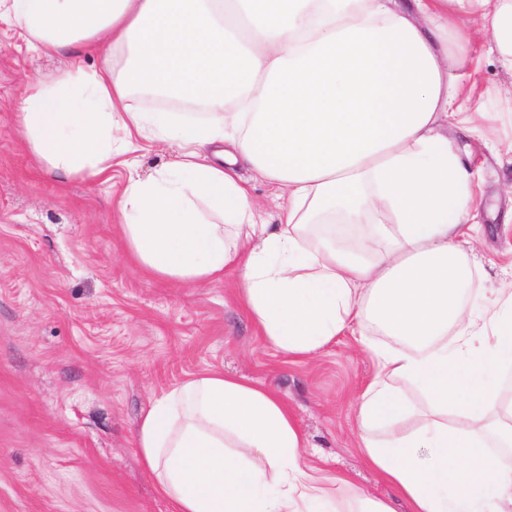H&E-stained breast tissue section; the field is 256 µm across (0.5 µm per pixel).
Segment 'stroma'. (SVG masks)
<instances>
[{
    "label": "stroma",
    "mask_w": 512,
    "mask_h": 512,
    "mask_svg": "<svg viewBox=\"0 0 512 512\" xmlns=\"http://www.w3.org/2000/svg\"><path fill=\"white\" fill-rule=\"evenodd\" d=\"M449 77L469 109L443 132L474 174L477 271L463 292L495 309L512 281V64L474 34ZM68 55L31 47L22 24L0 23V512H170L135 446L152 399L218 369L285 399L306 435L302 455L326 476L336 512L363 498L408 504L365 460L358 400L376 373L368 344L392 339L369 318L366 337H337L312 358L267 347L238 301L236 275L187 288L127 259L110 181L40 172L15 130L25 85L68 70Z\"/></svg>",
    "instance_id": "35a3bbf8"
}]
</instances>
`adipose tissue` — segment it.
I'll return each mask as SVG.
<instances>
[{
    "mask_svg": "<svg viewBox=\"0 0 512 512\" xmlns=\"http://www.w3.org/2000/svg\"><path fill=\"white\" fill-rule=\"evenodd\" d=\"M3 18L74 60L18 100L40 168L95 180L134 137L178 147L149 176L129 168L118 192L138 269L187 287L236 270L263 338L299 357L351 329L366 298L393 339L374 348L357 407L367 461L411 512H512V465L486 451L490 439L512 447L491 386L512 364V291L484 324L465 305L471 174L440 133L466 109L448 80L468 55L459 24L490 30L512 63V0H0ZM92 56L99 65L85 68ZM134 91L186 95L206 114L138 112ZM241 164L283 189L277 223L259 222ZM365 220L369 234L352 242L303 244L310 225ZM395 378L431 404L416 431L398 427L407 407ZM304 441L282 397L215 370L156 397L136 436L173 512H336Z\"/></svg>",
    "mask_w": 512,
    "mask_h": 512,
    "instance_id": "adipose-tissue-1",
    "label": "adipose tissue"
}]
</instances>
